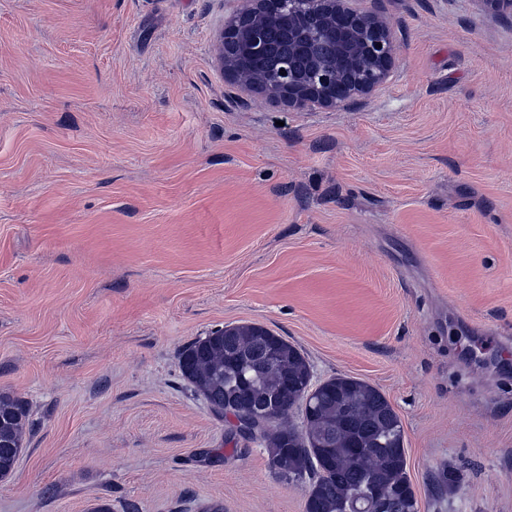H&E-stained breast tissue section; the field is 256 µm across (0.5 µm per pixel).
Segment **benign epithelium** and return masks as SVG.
Instances as JSON below:
<instances>
[{"mask_svg": "<svg viewBox=\"0 0 512 512\" xmlns=\"http://www.w3.org/2000/svg\"><path fill=\"white\" fill-rule=\"evenodd\" d=\"M512 20V0H478ZM224 79L290 112L336 110L388 79L399 46L390 20L351 0H242L214 41Z\"/></svg>", "mask_w": 512, "mask_h": 512, "instance_id": "obj_1", "label": "benign epithelium"}]
</instances>
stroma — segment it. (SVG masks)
I'll list each match as a JSON object with an SVG mask.
<instances>
[{
	"label": "stroma",
	"mask_w": 512,
	"mask_h": 512,
	"mask_svg": "<svg viewBox=\"0 0 512 512\" xmlns=\"http://www.w3.org/2000/svg\"><path fill=\"white\" fill-rule=\"evenodd\" d=\"M362 6L387 83L291 112L224 80L237 0H0V512H304L181 373L236 324L387 397L419 512H512V23ZM28 426L25 404L0 394V480L9 478L16 469L23 450V434Z\"/></svg>",
	"instance_id": "35a3bbf8"
}]
</instances>
